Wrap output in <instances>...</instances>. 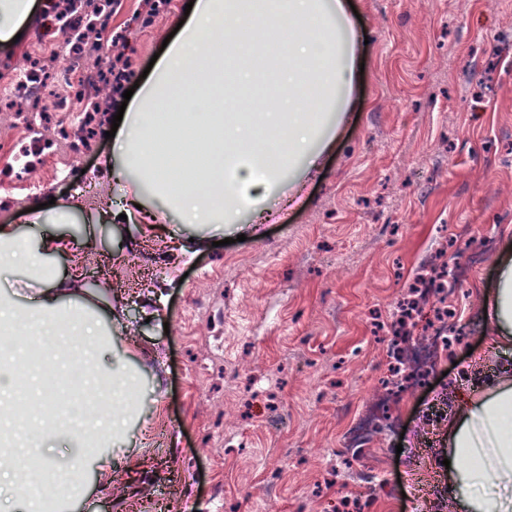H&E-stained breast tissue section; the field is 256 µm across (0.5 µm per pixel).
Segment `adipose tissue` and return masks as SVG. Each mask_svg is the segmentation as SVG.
I'll list each match as a JSON object with an SVG mask.
<instances>
[{"instance_id":"ef3b65f1","label":"adipose tissue","mask_w":512,"mask_h":512,"mask_svg":"<svg viewBox=\"0 0 512 512\" xmlns=\"http://www.w3.org/2000/svg\"><path fill=\"white\" fill-rule=\"evenodd\" d=\"M263 13L261 40L283 47L286 63L278 68L269 95L255 93L258 72L236 32L251 12ZM343 26L352 33L344 0H194L179 36L156 61L152 81L126 106L124 124L116 136L122 160L120 176L135 172L139 188L162 189L178 205L186 224H230L239 217L242 195L258 199L268 193L281 172L300 162L313 163L335 138L322 127L329 89L351 88L356 67L342 58L334 32ZM231 70V90L241 102L226 111L222 95L213 93L209 74ZM179 96V111L162 110L166 96ZM208 139L195 142L209 154L213 167L180 182L158 179L156 140L179 136L189 139L197 128ZM272 131L281 140L278 162H271L256 141L260 131ZM251 146L247 162L233 179L220 172L227 146ZM60 237L42 238L37 255L28 249L12 225L0 224V271L26 265L37 292L27 306L0 297V323L16 335L34 337L42 351L45 370H55L59 346L72 356L92 357L101 348L102 330L82 308L65 306L55 291L58 273L49 256L61 251ZM483 306L490 319L491 346L512 345V247L499 262V278ZM95 396L67 424L87 439V447L124 427L136 381L127 373L93 369ZM448 482H466L467 493L451 505L453 512H512V370L503 369L495 387L459 395L448 419ZM52 463L33 467L18 444L0 440V499L31 501L35 512H57L58 504L79 494L75 479L55 483Z\"/></svg>"}]
</instances>
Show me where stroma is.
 I'll return each instance as SVG.
<instances>
[{"mask_svg": "<svg viewBox=\"0 0 512 512\" xmlns=\"http://www.w3.org/2000/svg\"><path fill=\"white\" fill-rule=\"evenodd\" d=\"M346 2L364 72L329 116L336 140L237 223H182L151 192L158 223L121 218L132 186L105 167L108 122L82 154L56 142L96 181L93 202L62 186L35 200L0 194V224L30 247L65 236L51 258L65 301L111 332L102 368L138 383L111 471L44 435L41 456L85 474L86 497L65 512H332L346 499L359 512H443L447 423L434 405L494 387L512 360V348L490 350L482 309L512 226V0ZM146 11L117 0L112 13L132 83L177 26V14ZM37 201L79 215L82 238L37 220ZM456 224L495 226V240L453 247ZM471 251L481 261L445 303L458 338L349 453L346 432L391 372L410 286L439 254Z\"/></svg>", "mask_w": 512, "mask_h": 512, "instance_id": "stroma-1", "label": "stroma"}]
</instances>
